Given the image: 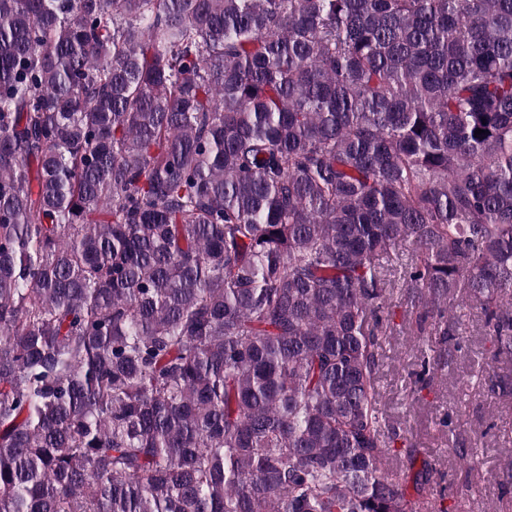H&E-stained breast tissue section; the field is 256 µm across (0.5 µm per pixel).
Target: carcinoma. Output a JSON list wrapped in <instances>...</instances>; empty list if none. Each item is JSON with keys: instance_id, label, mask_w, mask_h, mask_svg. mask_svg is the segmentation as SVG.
<instances>
[{"instance_id": "cac0c4a2", "label": "carcinoma", "mask_w": 512, "mask_h": 512, "mask_svg": "<svg viewBox=\"0 0 512 512\" xmlns=\"http://www.w3.org/2000/svg\"><path fill=\"white\" fill-rule=\"evenodd\" d=\"M398 282L512 354V0H0V512H419Z\"/></svg>"}]
</instances>
